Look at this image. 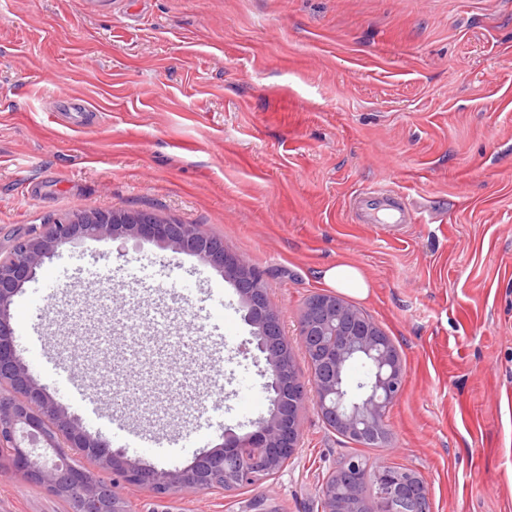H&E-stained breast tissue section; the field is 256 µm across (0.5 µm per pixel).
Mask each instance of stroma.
Segmentation results:
<instances>
[{
  "mask_svg": "<svg viewBox=\"0 0 512 512\" xmlns=\"http://www.w3.org/2000/svg\"><path fill=\"white\" fill-rule=\"evenodd\" d=\"M65 94L92 105L88 125H70ZM369 187L416 203L415 223H356L348 202ZM87 211H146L222 239L260 273L303 382V307L339 260L371 285L343 300L401 356L382 447L342 436L309 399L277 477L188 491L172 512H249L259 498L321 512L324 479L353 457L418 473L431 512H512V0H0V256ZM186 260L86 239L37 268L11 323L60 406L80 413L34 365L31 330L57 359L113 326L111 349L74 346L65 365L83 389L122 391L103 408L149 437L181 436L215 406L213 447L267 414L265 358L219 272L138 288ZM35 288L51 295L37 320ZM65 510L0 476V512Z\"/></svg>",
  "mask_w": 512,
  "mask_h": 512,
  "instance_id": "obj_1",
  "label": "stroma"
}]
</instances>
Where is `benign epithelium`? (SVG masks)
Segmentation results:
<instances>
[{"mask_svg":"<svg viewBox=\"0 0 512 512\" xmlns=\"http://www.w3.org/2000/svg\"><path fill=\"white\" fill-rule=\"evenodd\" d=\"M117 238L147 239L176 253H192L226 279L252 284L259 280L251 267L224 249V243L188 224L121 223L103 213L90 224L54 222L31 229L7 256L0 257V474L6 472L67 498L71 512H128L102 472L149 488L161 502L186 491H231L273 478L298 446L306 387L292 367L279 313L269 304H257L258 288H241L238 294L249 309L247 322L254 328L257 349L265 356L271 378L268 414L246 435L224 431L222 443L183 467L165 470L144 465L89 434L47 394L17 353L10 308L36 269L64 244ZM304 313L299 343L305 353L316 356L311 386L317 408L328 426L359 442L383 423L387 407L401 390L399 351L378 326L333 293L309 297ZM360 362L369 364L373 373L354 387L348 372ZM39 444L41 453L36 451ZM74 448L94 468L77 466ZM358 469L353 460L343 474L328 475L320 490L322 512H363L358 484L351 479Z\"/></svg>","mask_w":512,"mask_h":512,"instance_id":"7a95c632","label":"benign epithelium"}]
</instances>
